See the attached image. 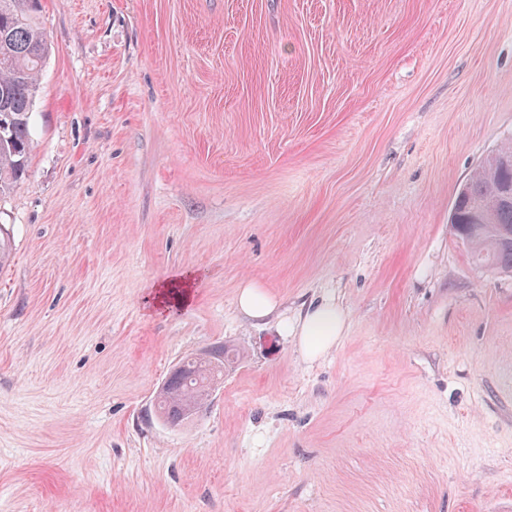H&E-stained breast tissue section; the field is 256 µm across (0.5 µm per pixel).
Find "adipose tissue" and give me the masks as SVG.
<instances>
[{
  "instance_id": "1",
  "label": "adipose tissue",
  "mask_w": 512,
  "mask_h": 512,
  "mask_svg": "<svg viewBox=\"0 0 512 512\" xmlns=\"http://www.w3.org/2000/svg\"><path fill=\"white\" fill-rule=\"evenodd\" d=\"M237 306L241 313L252 320L276 318L279 329L295 336L300 350L311 359L329 351L344 331V314L330 299L312 303L305 312L291 318L279 314L277 301L249 281L239 290Z\"/></svg>"
}]
</instances>
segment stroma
<instances>
[{"label": "stroma", "instance_id": "stroma-1", "mask_svg": "<svg viewBox=\"0 0 512 512\" xmlns=\"http://www.w3.org/2000/svg\"><path fill=\"white\" fill-rule=\"evenodd\" d=\"M0 195V512H512V277L448 217L512 141V0H41ZM189 276V304L154 305ZM332 298L310 361L247 319ZM240 350L204 410L153 400ZM237 306L252 320L275 317L279 329L285 336H296L300 350L310 359L329 351L344 331V314L330 299L313 302L305 313L289 320L278 312L279 304L268 292L248 281L239 290ZM208 355L186 359L182 363L183 370L176 372L181 365L176 369L167 381L165 390V383L162 384L160 391H163L157 395L155 407L158 415L167 423L179 425L186 422L189 400L200 398L206 402L204 395L206 391L209 392L214 376L210 365L212 358L217 359ZM209 393L211 396L212 391Z\"/></svg>", "mask_w": 512, "mask_h": 512}]
</instances>
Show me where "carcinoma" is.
I'll return each instance as SVG.
<instances>
[{
    "mask_svg": "<svg viewBox=\"0 0 512 512\" xmlns=\"http://www.w3.org/2000/svg\"><path fill=\"white\" fill-rule=\"evenodd\" d=\"M40 0H0V191L26 176L33 146L32 107L39 72L49 54L38 13ZM512 142L489 155L456 193L450 224L456 237L471 242L472 258L492 274L512 275ZM212 358L190 357L156 397L164 421L186 422L188 401L204 398L214 373Z\"/></svg>",
    "mask_w": 512,
    "mask_h": 512,
    "instance_id": "cac0c4a2",
    "label": "carcinoma"
}]
</instances>
